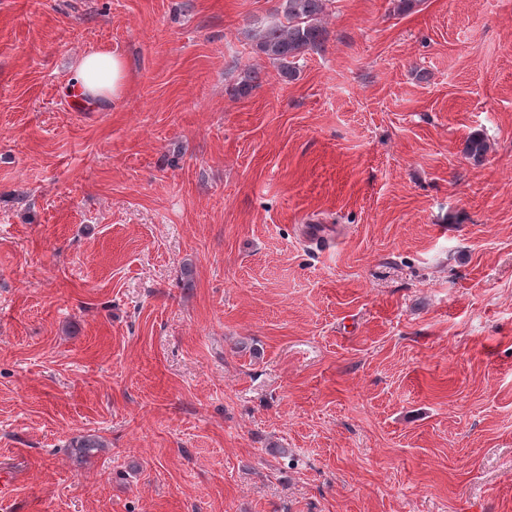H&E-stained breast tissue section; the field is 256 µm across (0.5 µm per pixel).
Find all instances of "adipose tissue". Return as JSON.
<instances>
[{"instance_id": "ef3b65f1", "label": "adipose tissue", "mask_w": 512, "mask_h": 512, "mask_svg": "<svg viewBox=\"0 0 512 512\" xmlns=\"http://www.w3.org/2000/svg\"><path fill=\"white\" fill-rule=\"evenodd\" d=\"M127 65L108 51L84 54L72 74V83L85 103L118 100L125 89Z\"/></svg>"}]
</instances>
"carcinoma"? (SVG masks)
<instances>
[{
    "label": "carcinoma",
    "mask_w": 512,
    "mask_h": 512,
    "mask_svg": "<svg viewBox=\"0 0 512 512\" xmlns=\"http://www.w3.org/2000/svg\"><path fill=\"white\" fill-rule=\"evenodd\" d=\"M328 0H279L278 12L285 22L262 28L253 34L257 53L269 58L278 67L280 76H296L297 64L303 56L322 47L327 30L322 25ZM80 457H88L102 447L92 435L73 441Z\"/></svg>",
    "instance_id": "1"
}]
</instances>
